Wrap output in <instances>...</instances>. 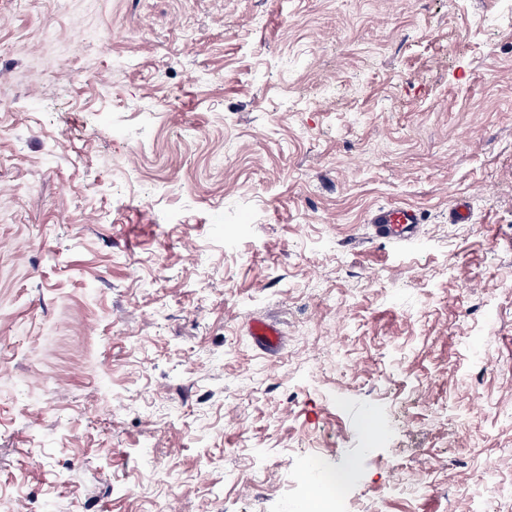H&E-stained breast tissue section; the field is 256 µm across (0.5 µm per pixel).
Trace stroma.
Here are the masks:
<instances>
[{"label": "stroma", "mask_w": 512, "mask_h": 512, "mask_svg": "<svg viewBox=\"0 0 512 512\" xmlns=\"http://www.w3.org/2000/svg\"><path fill=\"white\" fill-rule=\"evenodd\" d=\"M346 469L512 512V0H0V512ZM376 237L382 239H403L413 236L420 224L416 212L409 208H378L368 219Z\"/></svg>", "instance_id": "obj_1"}]
</instances>
